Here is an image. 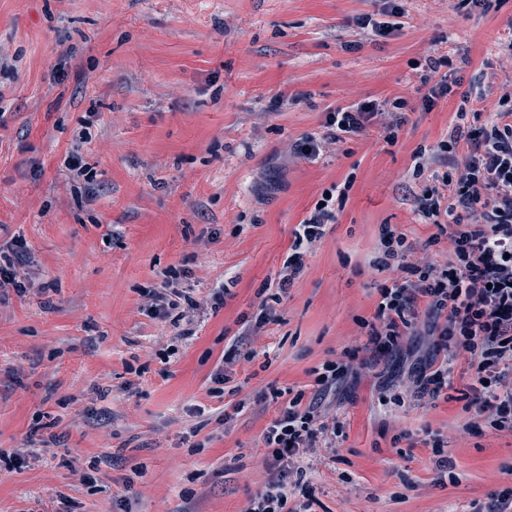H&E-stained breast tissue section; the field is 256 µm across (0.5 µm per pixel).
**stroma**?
Wrapping results in <instances>:
<instances>
[{"mask_svg": "<svg viewBox=\"0 0 512 512\" xmlns=\"http://www.w3.org/2000/svg\"><path fill=\"white\" fill-rule=\"evenodd\" d=\"M384 6L0 0V247L24 243L38 271L36 289L0 295V512H246L288 402L273 390L312 393L316 368L363 346L379 286L401 275L375 264L382 226L414 259L448 260V241L421 248L436 228L410 201L425 183L413 155L447 140L463 95L496 111L512 0H401L390 35L359 26ZM429 56L449 58L458 84L423 112ZM398 98L394 142L377 120L294 153L331 109ZM72 152L91 182L70 178ZM348 179L280 293L296 225ZM168 286L201 303L191 335L149 311ZM264 306L272 321L250 333ZM469 382L457 364L447 394L416 400L397 362L352 367L324 403L335 447L301 461L312 512H468L512 486V433L472 426Z\"/></svg>", "mask_w": 512, "mask_h": 512, "instance_id": "35a3bbf8", "label": "stroma"}]
</instances>
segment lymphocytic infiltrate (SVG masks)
Listing matches in <instances>:
<instances>
[{
    "label": "lymphocytic infiltrate",
    "mask_w": 512,
    "mask_h": 512,
    "mask_svg": "<svg viewBox=\"0 0 512 512\" xmlns=\"http://www.w3.org/2000/svg\"><path fill=\"white\" fill-rule=\"evenodd\" d=\"M442 58L427 57L419 76V108L431 111L448 96L451 86L438 71ZM405 100H365L327 114V136L303 137L296 153L319 155L323 146L365 132L372 121L390 111L387 140H395L405 122ZM466 153H459V146ZM441 154L462 156L452 170L430 173L432 158L425 150L414 155L417 174L430 179L414 198L415 212L437 232L428 246L448 239L451 255L443 264L411 261L414 248L404 233L384 227L376 264L402 272L401 280L381 285L380 302L372 319L362 321L367 336L365 358L348 353L346 360L323 364L315 378L312 399L296 393L268 427L267 465L273 476L250 502L247 512H310L309 503L289 505L286 481L290 465L317 442L331 443L335 416L321 408L322 397L347 375L352 364L372 369L399 356L411 336L432 339L428 357L411 373L414 396L438 397L448 389L458 357H466L471 372L467 397L476 416L491 426L512 432V90L499 98V109L479 124L455 126ZM351 182L324 191L313 211L294 231L280 290H288L302 272L304 259L325 234L333 206L344 203Z\"/></svg>",
    "instance_id": "lymphocytic-infiltrate-1"
}]
</instances>
